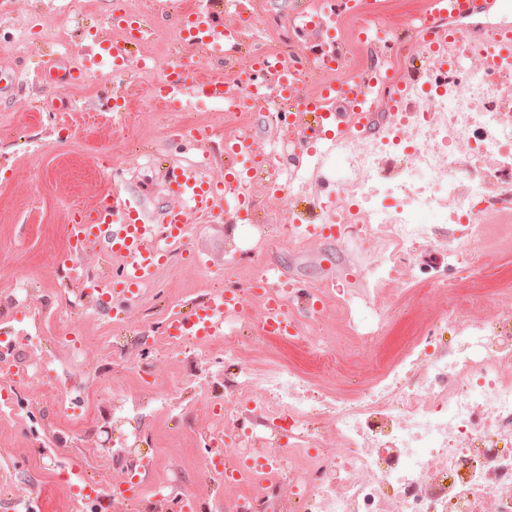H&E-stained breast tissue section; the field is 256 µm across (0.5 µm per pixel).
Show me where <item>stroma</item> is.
Instances as JSON below:
<instances>
[{
  "label": "stroma",
  "instance_id": "35a3bbf8",
  "mask_svg": "<svg viewBox=\"0 0 512 512\" xmlns=\"http://www.w3.org/2000/svg\"><path fill=\"white\" fill-rule=\"evenodd\" d=\"M138 20L151 34L140 54L111 78L91 75L76 86L46 90L37 81L22 83L0 100V336H17L12 364L0 363V409L16 398L34 412L16 417L0 432V512H22L36 502L38 512H79L67 478L71 470L92 475L103 487H132L137 508L175 512L183 496L213 512H236L239 490L225 484L214 493L204 472L206 446L244 438L263 429L269 397L259 383L266 370L278 369L304 380L314 391L338 385L355 393L367 389L381 365L396 358L407 341L433 328L448 342V296L486 294L485 319L499 317L498 296L512 290V221L490 227V243L480 270L465 257L449 259L448 246L464 233L461 225H436V240L403 255V276L389 279L382 293L364 305L359 319L382 317L387 337L377 350L354 344L341 330L339 302L368 287L382 244L348 241L343 235L294 240L277 213L297 212L306 221L325 223L338 185L333 166L319 152L303 157V184L275 191L278 170L250 182L255 208L242 223L225 224L190 214L193 232L174 245L158 272L152 293L113 322L103 297H88L63 261L70 245L69 224L101 196L120 185L143 201L152 220L172 204L164 170L185 159L180 143L186 130L207 135L210 161L206 178L224 177V139L242 129L258 135L264 152L297 136V126L278 122L266 109L229 112L219 102L200 100L178 112L154 105L138 81L144 57H173L175 44L156 32L176 26L177 15L192 0H173V14L161 17L158 0H138ZM245 11L241 36L255 44L301 52L306 42L288 24L292 4L311 0H262ZM357 19L370 29L404 31L421 14L426 0H359ZM121 0H78L69 27V61L82 62L90 43L109 33L114 6ZM61 0H5L0 5V72L22 59L38 63L58 50L57 42L31 36L20 42L19 22L38 14L45 26L56 23ZM128 94L122 111L106 98ZM302 284L325 291L311 316L309 338L259 337L265 302L257 282ZM240 290L242 310L225 326L215 356L194 344L171 347L159 326L166 315L186 311L211 292ZM241 356L227 360L225 345ZM37 369L26 377L23 366ZM81 367L83 374L71 409L56 404L58 376ZM233 414L224 436L213 422Z\"/></svg>",
  "mask_w": 512,
  "mask_h": 512
}]
</instances>
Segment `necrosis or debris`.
<instances>
[{
  "label": "necrosis or debris",
  "mask_w": 512,
  "mask_h": 512,
  "mask_svg": "<svg viewBox=\"0 0 512 512\" xmlns=\"http://www.w3.org/2000/svg\"><path fill=\"white\" fill-rule=\"evenodd\" d=\"M446 48L403 91L379 139L340 131L326 153L342 160L336 224L350 235L388 241L372 274L380 287L399 253L430 241L436 224L467 226L461 247L483 256L489 225L512 207V55L497 56L507 21L441 23ZM479 296L448 308L450 343L419 337L368 393L313 397L300 378L269 372L272 419L288 416L287 447L241 441L229 453L262 458L236 477L238 512H269L281 473L308 496L307 512H512V331L478 318ZM328 414L340 442L317 446L313 416Z\"/></svg>",
  "instance_id": "4bbe7bcc"
}]
</instances>
